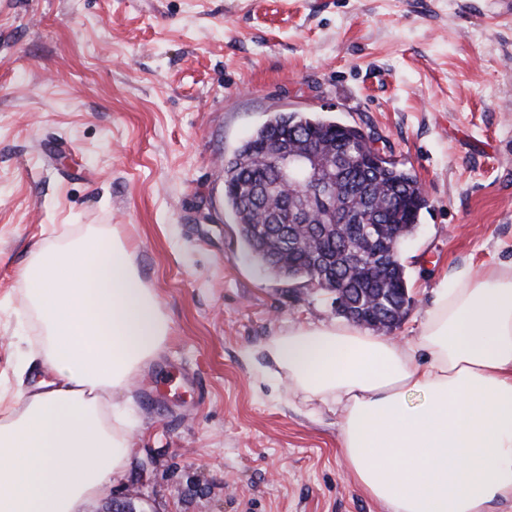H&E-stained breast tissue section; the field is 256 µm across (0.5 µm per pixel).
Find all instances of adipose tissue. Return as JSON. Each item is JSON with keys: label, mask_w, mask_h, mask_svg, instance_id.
Segmentation results:
<instances>
[{"label": "adipose tissue", "mask_w": 512, "mask_h": 512, "mask_svg": "<svg viewBox=\"0 0 512 512\" xmlns=\"http://www.w3.org/2000/svg\"><path fill=\"white\" fill-rule=\"evenodd\" d=\"M40 327L26 375L0 391V512H82L130 463L113 396L164 349L170 319L105 228L46 239L20 269ZM277 376L340 413L339 454L386 512H496L512 504V268L447 277L411 342L353 322L270 336Z\"/></svg>", "instance_id": "ef3b65f1"}]
</instances>
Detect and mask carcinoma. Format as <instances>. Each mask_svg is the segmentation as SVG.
Returning <instances> with one entry per match:
<instances>
[{
    "mask_svg": "<svg viewBox=\"0 0 512 512\" xmlns=\"http://www.w3.org/2000/svg\"><path fill=\"white\" fill-rule=\"evenodd\" d=\"M341 123L316 119L298 112L285 119L274 112L230 157L224 159V192L247 255L274 276L291 271L293 283L330 291L343 287L353 307L372 313V320L398 324L409 301L407 280L400 258L394 267L379 268L367 254L360 265L350 263L351 249L380 233L399 229L412 233L427 207L422 184L410 171L389 159L366 162L369 148L359 126H345L346 142L336 146L335 227L318 235L327 223L319 206L303 205L304 187L294 180L278 183L273 166L254 152L266 132L290 138L312 133L328 136Z\"/></svg>",
    "mask_w": 512,
    "mask_h": 512,
    "instance_id": "carcinoma-1",
    "label": "carcinoma"
}]
</instances>
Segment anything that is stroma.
Instances as JSON below:
<instances>
[{"instance_id":"stroma-1","label":"stroma","mask_w":512,"mask_h":512,"mask_svg":"<svg viewBox=\"0 0 512 512\" xmlns=\"http://www.w3.org/2000/svg\"><path fill=\"white\" fill-rule=\"evenodd\" d=\"M274 112L364 128L423 185L404 242L411 339L449 274L512 261V8L503 0H0V388L36 328L34 245L116 229L171 321L120 402L126 473L85 512H383L340 419L262 380V344L337 320L252 262L224 159Z\"/></svg>"}]
</instances>
